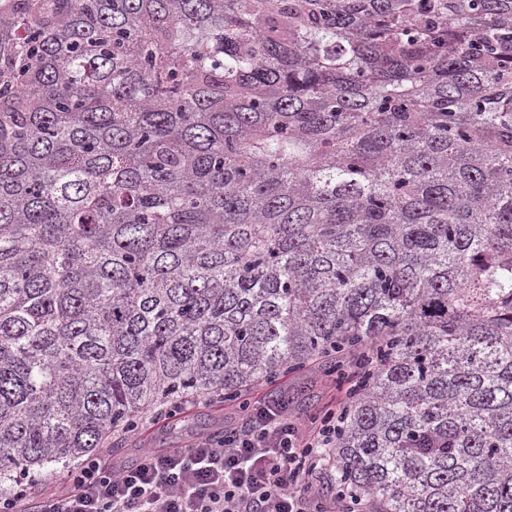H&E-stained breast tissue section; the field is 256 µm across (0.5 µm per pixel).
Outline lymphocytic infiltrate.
I'll use <instances>...</instances> for the list:
<instances>
[{
  "mask_svg": "<svg viewBox=\"0 0 512 512\" xmlns=\"http://www.w3.org/2000/svg\"><path fill=\"white\" fill-rule=\"evenodd\" d=\"M336 413L303 430L285 399L227 422L222 440L192 441L166 453L143 451L114 468L93 456L70 471V489L52 494L43 512H336L317 483L333 469Z\"/></svg>",
  "mask_w": 512,
  "mask_h": 512,
  "instance_id": "f902f5d3",
  "label": "lymphocytic infiltrate"
}]
</instances>
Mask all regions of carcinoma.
Segmentation results:
<instances>
[{"mask_svg":"<svg viewBox=\"0 0 512 512\" xmlns=\"http://www.w3.org/2000/svg\"><path fill=\"white\" fill-rule=\"evenodd\" d=\"M0 3V476L320 359L338 512H512V0Z\"/></svg>","mask_w":512,"mask_h":512,"instance_id":"obj_1","label":"carcinoma"}]
</instances>
